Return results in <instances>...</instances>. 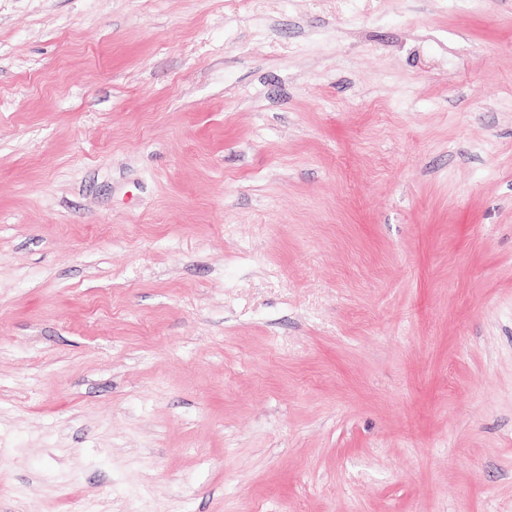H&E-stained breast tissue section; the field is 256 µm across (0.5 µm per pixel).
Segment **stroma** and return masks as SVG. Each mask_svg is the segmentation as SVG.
<instances>
[{
	"label": "stroma",
	"instance_id": "1",
	"mask_svg": "<svg viewBox=\"0 0 512 512\" xmlns=\"http://www.w3.org/2000/svg\"><path fill=\"white\" fill-rule=\"evenodd\" d=\"M0 512H512V0H0Z\"/></svg>",
	"mask_w": 512,
	"mask_h": 512
}]
</instances>
